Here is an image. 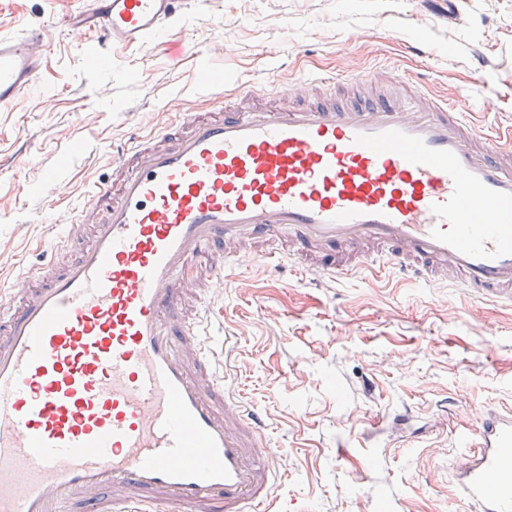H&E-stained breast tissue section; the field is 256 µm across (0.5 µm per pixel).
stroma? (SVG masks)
Returning <instances> with one entry per match:
<instances>
[{
	"label": "stroma",
	"instance_id": "obj_1",
	"mask_svg": "<svg viewBox=\"0 0 512 512\" xmlns=\"http://www.w3.org/2000/svg\"><path fill=\"white\" fill-rule=\"evenodd\" d=\"M90 2L0 0V33L46 31L40 86L0 112V290L109 175V145L207 109L209 69L269 92L315 69L422 73L480 124H512V0H181L160 41L105 65ZM231 274L208 299L210 346L262 415L280 512H478L457 491L459 435L483 409L512 413V307L365 267Z\"/></svg>",
	"mask_w": 512,
	"mask_h": 512
}]
</instances>
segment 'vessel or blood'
Wrapping results in <instances>:
<instances>
[{"label":"vessel or blood","mask_w":512,"mask_h":512,"mask_svg":"<svg viewBox=\"0 0 512 512\" xmlns=\"http://www.w3.org/2000/svg\"><path fill=\"white\" fill-rule=\"evenodd\" d=\"M177 0H94L99 45L144 46ZM42 28L0 34V110L45 63ZM211 107L112 148L55 246L0 299V512H251L277 454L212 359L205 305L246 259L303 274L368 265L454 277L512 305V126L486 132L421 78L313 72L296 103ZM458 486L512 512V414L484 411Z\"/></svg>","instance_id":"vessel-or-blood-1"}]
</instances>
